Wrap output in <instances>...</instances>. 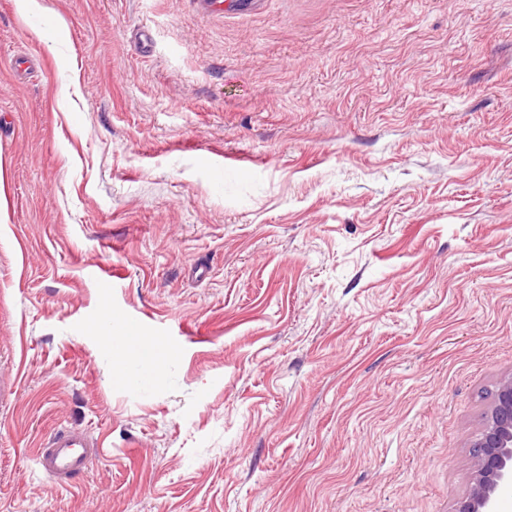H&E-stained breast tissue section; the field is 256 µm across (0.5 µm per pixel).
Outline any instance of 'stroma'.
Masks as SVG:
<instances>
[{
    "label": "stroma",
    "mask_w": 512,
    "mask_h": 512,
    "mask_svg": "<svg viewBox=\"0 0 512 512\" xmlns=\"http://www.w3.org/2000/svg\"><path fill=\"white\" fill-rule=\"evenodd\" d=\"M42 3L0 0V512H454L512 375V0ZM18 12L28 18H49L50 22L57 28L66 27V22L61 16L48 15L40 0H16ZM134 334L139 333L129 328H122L115 336H112L111 328L109 334L104 338L110 344H113L118 351L120 349L116 347L114 341L115 339H122L125 346L120 345L119 347L125 355L134 358L151 372H157L161 364L171 357L169 349L157 342L147 340L143 336H133ZM126 346L132 347L127 348ZM41 447L36 457L41 471L58 483H66V479L88 468L92 448H98V444L83 431L60 428Z\"/></svg>",
    "instance_id": "1"
}]
</instances>
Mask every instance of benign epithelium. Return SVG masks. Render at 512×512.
<instances>
[{"instance_id":"benign-epithelium-1","label":"benign epithelium","mask_w":512,"mask_h":512,"mask_svg":"<svg viewBox=\"0 0 512 512\" xmlns=\"http://www.w3.org/2000/svg\"><path fill=\"white\" fill-rule=\"evenodd\" d=\"M473 447V484L455 512H497L499 491L512 487V377L499 384Z\"/></svg>"}]
</instances>
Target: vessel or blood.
Here are the masks:
<instances>
[{"instance_id":"1","label":"vessel or blood","mask_w":512,"mask_h":512,"mask_svg":"<svg viewBox=\"0 0 512 512\" xmlns=\"http://www.w3.org/2000/svg\"><path fill=\"white\" fill-rule=\"evenodd\" d=\"M95 446V441L85 432L60 428L39 449L37 464L43 473L62 483L88 468Z\"/></svg>"}]
</instances>
